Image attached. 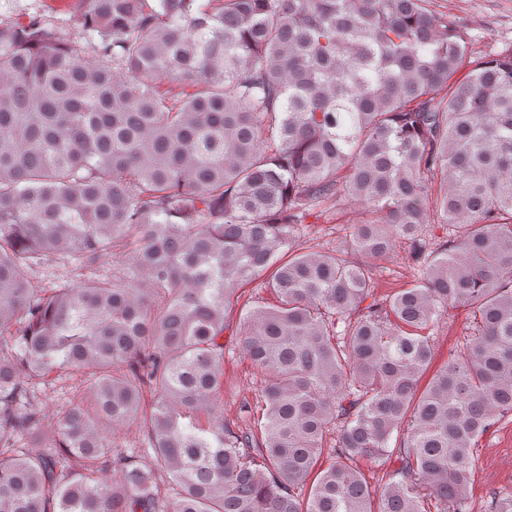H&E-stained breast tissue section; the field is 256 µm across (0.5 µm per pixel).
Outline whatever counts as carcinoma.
I'll return each mask as SVG.
<instances>
[{
    "instance_id": "cac0c4a2",
    "label": "carcinoma",
    "mask_w": 512,
    "mask_h": 512,
    "mask_svg": "<svg viewBox=\"0 0 512 512\" xmlns=\"http://www.w3.org/2000/svg\"><path fill=\"white\" fill-rule=\"evenodd\" d=\"M83 2L0 20V512H466L512 416V53L472 58L431 0ZM346 200L352 247L405 238L421 279L379 297L368 265L293 250ZM426 224L465 231L430 251ZM50 262L93 272L37 293ZM449 308L477 336L422 389ZM67 376L46 433L30 384ZM234 352V353H233ZM254 369L249 360L234 350L225 355L224 363V418L237 422L244 403L254 405L257 396Z\"/></svg>"
}]
</instances>
